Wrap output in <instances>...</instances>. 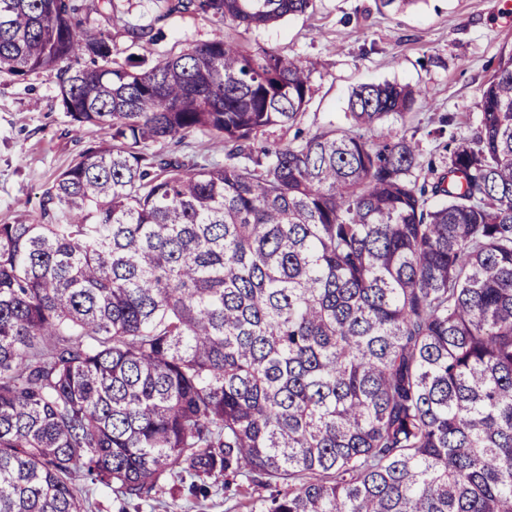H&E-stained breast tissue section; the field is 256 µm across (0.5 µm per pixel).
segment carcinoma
I'll return each instance as SVG.
<instances>
[{
	"instance_id": "1",
	"label": "carcinoma",
	"mask_w": 512,
	"mask_h": 512,
	"mask_svg": "<svg viewBox=\"0 0 512 512\" xmlns=\"http://www.w3.org/2000/svg\"><path fill=\"white\" fill-rule=\"evenodd\" d=\"M160 2L215 33L145 68L83 26L112 0H0V74L56 71L104 133L48 192L64 221L0 224V512H93L76 473L138 509L222 474L246 512H512V47L428 182L397 83L256 146L312 69L224 27L312 0ZM198 131L224 163L152 149Z\"/></svg>"
}]
</instances>
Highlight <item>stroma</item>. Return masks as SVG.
Masks as SVG:
<instances>
[{
	"label": "stroma",
	"instance_id": "35a3bbf8",
	"mask_svg": "<svg viewBox=\"0 0 512 512\" xmlns=\"http://www.w3.org/2000/svg\"><path fill=\"white\" fill-rule=\"evenodd\" d=\"M112 14H89L87 26L107 31L112 55L140 54L130 32L159 31L151 58L207 41L213 27L202 15H165L158 0H113ZM253 48L314 62V96L300 123L304 134L346 126L353 88L391 82L421 89L425 100L390 125L414 138L424 157L446 152L430 132L457 114L462 134L479 124L478 98L494 74L503 46L512 45V0H419L402 11L379 0H314L306 13L265 27L237 30ZM56 75L41 71L23 80L0 75V224L39 218L58 175L102 133L75 130L58 98Z\"/></svg>",
	"mask_w": 512,
	"mask_h": 512
}]
</instances>
